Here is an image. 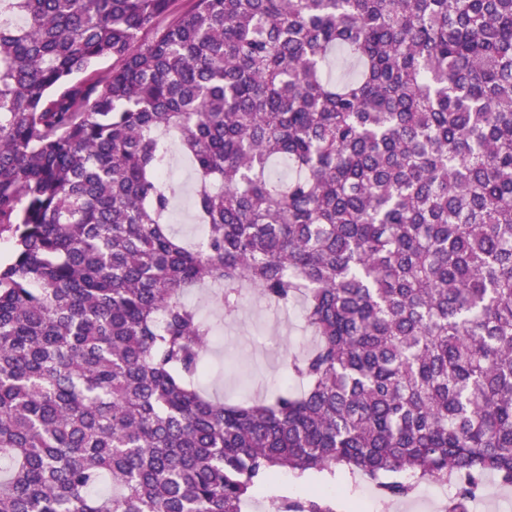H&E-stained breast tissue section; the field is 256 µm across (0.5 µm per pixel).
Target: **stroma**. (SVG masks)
<instances>
[{"instance_id": "1", "label": "stroma", "mask_w": 512, "mask_h": 512, "mask_svg": "<svg viewBox=\"0 0 512 512\" xmlns=\"http://www.w3.org/2000/svg\"><path fill=\"white\" fill-rule=\"evenodd\" d=\"M305 343L300 308L280 312L244 301L237 320L219 329L212 347L210 357L220 363L221 373L203 379L201 387L221 400L262 398L287 384L284 359ZM324 485L336 489L332 497L336 512H447L457 492L455 484L425 481L408 496L390 497L376 481L340 467L332 476L317 472L300 478L279 474L269 483L268 495L302 499ZM268 495L256 497L247 512H269ZM466 512H512V483L491 472L481 475L475 495L466 503Z\"/></svg>"}]
</instances>
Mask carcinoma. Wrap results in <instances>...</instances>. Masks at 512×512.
I'll use <instances>...</instances> for the list:
<instances>
[{
    "label": "carcinoma",
    "mask_w": 512,
    "mask_h": 512,
    "mask_svg": "<svg viewBox=\"0 0 512 512\" xmlns=\"http://www.w3.org/2000/svg\"><path fill=\"white\" fill-rule=\"evenodd\" d=\"M176 2L0 0V512H244L338 466L465 512L512 482V0H192L139 41ZM201 289L302 302L299 385L205 394ZM172 176L170 181L187 189L177 198L170 216V226L179 235H184L187 240H195L198 237L197 227L193 213L189 207V188L191 184V171L187 161L176 151L170 159ZM466 512H512V483L495 473L481 475L475 495L466 501Z\"/></svg>",
    "instance_id": "cac0c4a2"
}]
</instances>
